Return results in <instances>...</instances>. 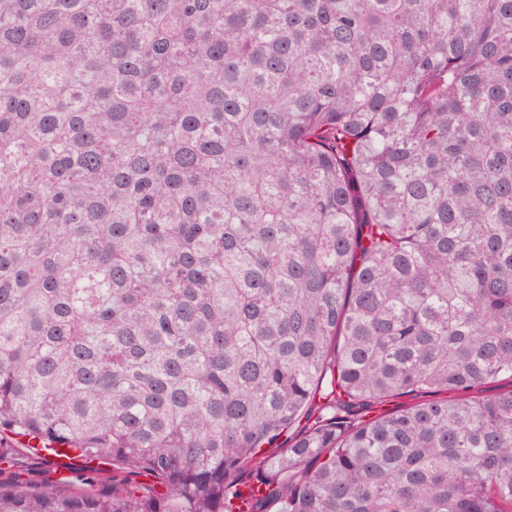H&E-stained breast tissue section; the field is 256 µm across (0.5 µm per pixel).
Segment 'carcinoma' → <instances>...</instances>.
Instances as JSON below:
<instances>
[{
    "label": "carcinoma",
    "mask_w": 512,
    "mask_h": 512,
    "mask_svg": "<svg viewBox=\"0 0 512 512\" xmlns=\"http://www.w3.org/2000/svg\"><path fill=\"white\" fill-rule=\"evenodd\" d=\"M499 378L512 0H0V512H512ZM2 441V446L4 448H15L13 463H11L13 464L12 468L7 470L6 473L17 472L21 474L22 479H28L31 481L42 480L48 475H50L51 478H60L62 476L69 475V471L59 464L46 462L47 460L17 449L23 448L22 444L25 442L24 439H22V441L18 440V438L8 433L7 437H4ZM10 466L9 464H3L2 468L8 469ZM53 470H57V472L53 473Z\"/></svg>",
    "instance_id": "carcinoma-1"
}]
</instances>
